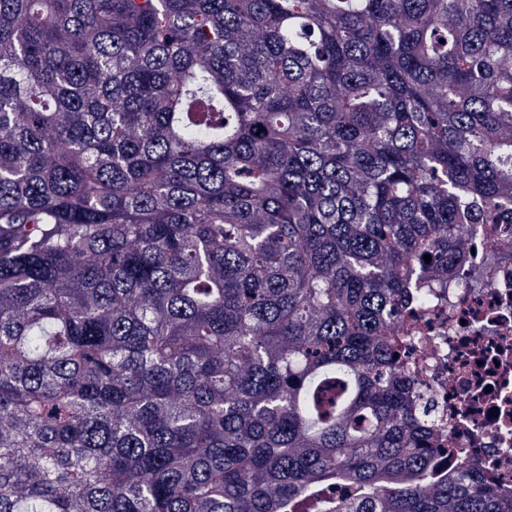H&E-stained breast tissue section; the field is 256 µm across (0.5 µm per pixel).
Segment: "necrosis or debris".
Listing matches in <instances>:
<instances>
[{
    "label": "necrosis or debris",
    "mask_w": 512,
    "mask_h": 512,
    "mask_svg": "<svg viewBox=\"0 0 512 512\" xmlns=\"http://www.w3.org/2000/svg\"><path fill=\"white\" fill-rule=\"evenodd\" d=\"M512 240V224L475 225V253L456 271L466 280L435 310L406 312L395 335L411 352L408 372L440 424L445 466L467 463L491 485L512 491V257L487 266L485 253Z\"/></svg>",
    "instance_id": "obj_1"
}]
</instances>
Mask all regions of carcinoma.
Masks as SVG:
<instances>
[{
  "label": "carcinoma",
  "mask_w": 512,
  "mask_h": 512,
  "mask_svg": "<svg viewBox=\"0 0 512 512\" xmlns=\"http://www.w3.org/2000/svg\"><path fill=\"white\" fill-rule=\"evenodd\" d=\"M506 220L512 0H0V512H512L392 339Z\"/></svg>",
  "instance_id": "obj_1"
}]
</instances>
